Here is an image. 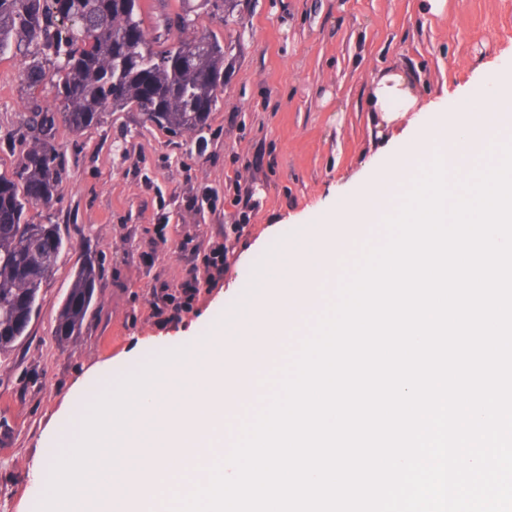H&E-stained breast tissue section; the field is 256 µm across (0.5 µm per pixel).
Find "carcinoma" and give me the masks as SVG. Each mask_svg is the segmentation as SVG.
<instances>
[{"label": "carcinoma", "instance_id": "obj_1", "mask_svg": "<svg viewBox=\"0 0 512 512\" xmlns=\"http://www.w3.org/2000/svg\"><path fill=\"white\" fill-rule=\"evenodd\" d=\"M143 24L138 0H110L106 9L100 0H0V57L24 62L31 132L20 165L0 172V357L27 335L40 289L65 248L57 225L28 215L31 205L49 207L61 193L57 124L78 133L136 104L145 122L204 137L224 79V45L198 32L188 10L164 19L175 36L162 50L142 36ZM54 75L57 104L50 108L38 90ZM115 81L124 87L120 98L112 97ZM97 279L95 260L84 259L59 309L58 342L81 333Z\"/></svg>", "mask_w": 512, "mask_h": 512}]
</instances>
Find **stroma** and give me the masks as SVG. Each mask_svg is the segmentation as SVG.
I'll return each mask as SVG.
<instances>
[{
	"label": "stroma",
	"mask_w": 512,
	"mask_h": 512,
	"mask_svg": "<svg viewBox=\"0 0 512 512\" xmlns=\"http://www.w3.org/2000/svg\"><path fill=\"white\" fill-rule=\"evenodd\" d=\"M198 31L224 45V84L205 144L109 112L82 132L59 125L65 169L58 202L34 204L70 243L43 284L29 334L0 358V512H37L33 464L55 452L52 427L75 399L141 371L205 336L249 288L255 266L299 224H317L396 147L406 118L371 111L372 81L411 78L421 103L478 97L487 71H512V0H240L222 22L201 0ZM20 59H0V171L21 157L28 96ZM203 208L186 209V197ZM191 241L230 250V265L179 323L152 317L155 288L175 286V250ZM92 250L96 302L81 335L54 338L55 318L79 260Z\"/></svg>",
	"instance_id": "35a3bbf8"
}]
</instances>
